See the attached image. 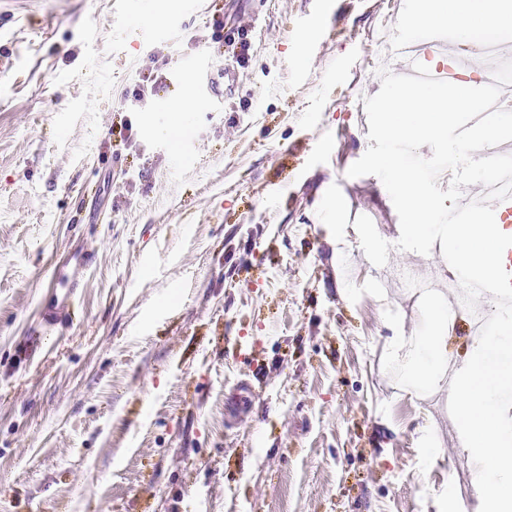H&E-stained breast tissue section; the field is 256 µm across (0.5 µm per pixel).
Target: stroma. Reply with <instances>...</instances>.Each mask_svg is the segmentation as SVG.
<instances>
[{"mask_svg":"<svg viewBox=\"0 0 512 512\" xmlns=\"http://www.w3.org/2000/svg\"><path fill=\"white\" fill-rule=\"evenodd\" d=\"M411 2L0 0V512H452L449 468H477L394 360L433 299L379 286L447 262L396 249L381 180L346 175L377 30L432 35ZM196 58L232 95L199 92ZM153 61L197 111L134 102ZM63 278L72 321L47 334ZM467 323L449 311L459 366Z\"/></svg>","mask_w":512,"mask_h":512,"instance_id":"stroma-1","label":"stroma"}]
</instances>
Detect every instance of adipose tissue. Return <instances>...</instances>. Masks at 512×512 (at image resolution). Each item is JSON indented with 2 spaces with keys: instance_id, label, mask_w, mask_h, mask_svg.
I'll use <instances>...</instances> for the list:
<instances>
[{
  "instance_id": "1",
  "label": "adipose tissue",
  "mask_w": 512,
  "mask_h": 512,
  "mask_svg": "<svg viewBox=\"0 0 512 512\" xmlns=\"http://www.w3.org/2000/svg\"><path fill=\"white\" fill-rule=\"evenodd\" d=\"M412 24L419 29L453 28L459 34L473 29L512 30V0H415ZM432 323L428 336L410 344L402 374L412 383L430 380L437 373L445 354V318L439 309L429 314Z\"/></svg>"
}]
</instances>
